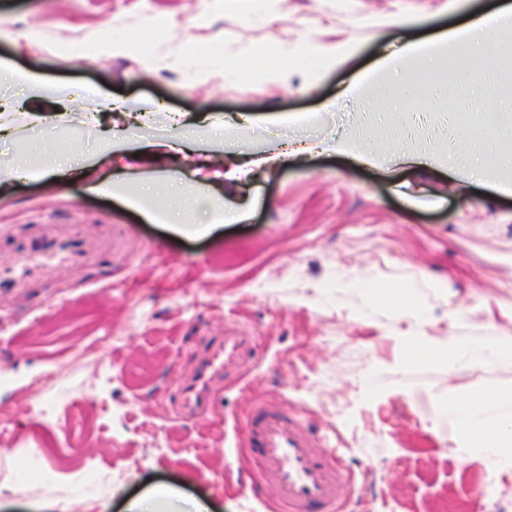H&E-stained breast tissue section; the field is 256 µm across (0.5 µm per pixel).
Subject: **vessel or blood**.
<instances>
[{
  "instance_id": "1",
  "label": "vessel or blood",
  "mask_w": 512,
  "mask_h": 512,
  "mask_svg": "<svg viewBox=\"0 0 512 512\" xmlns=\"http://www.w3.org/2000/svg\"><path fill=\"white\" fill-rule=\"evenodd\" d=\"M84 253L78 239L32 241L15 261L0 265V291L21 287L33 270L68 264ZM261 342L249 330L201 337L194 366L164 393L175 415L194 420L216 411L225 386L240 385L246 368L258 362ZM241 428L236 456L275 512H342L353 478L305 411L278 399L263 401L248 408Z\"/></svg>"
}]
</instances>
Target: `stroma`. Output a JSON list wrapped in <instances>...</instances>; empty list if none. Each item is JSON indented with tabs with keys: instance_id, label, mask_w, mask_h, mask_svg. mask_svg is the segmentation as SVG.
<instances>
[{
	"instance_id": "obj_1",
	"label": "stroma",
	"mask_w": 512,
	"mask_h": 512,
	"mask_svg": "<svg viewBox=\"0 0 512 512\" xmlns=\"http://www.w3.org/2000/svg\"><path fill=\"white\" fill-rule=\"evenodd\" d=\"M501 0H0V61L65 86L66 98L44 99L45 112L66 115L54 142L26 129L0 142V164L26 154L50 166V152L90 150L111 114L152 112L135 132L140 161L98 165L94 174L155 177L151 156L170 118L240 115L268 120L266 130L219 147L225 164L238 150H275L284 116L306 118L321 138L351 137L396 156L382 174L351 155L312 153L272 162L224 191V178L201 169L202 148L189 150L180 175L204 184L226 205L256 199L250 217L209 234L177 233L123 202L91 192L79 173L22 181L0 193V261L35 235L86 241V260L41 269L36 279L0 296V427L11 448H42L33 472L0 458V512H127L131 501L163 491L181 512L192 502L209 512H274L235 460V433L224 420L278 397L309 414L312 426L335 432L343 466L354 477L344 512H512V459L464 448L443 407L449 398L512 390V363H404L400 332L454 333L476 344L512 333V194L470 183L442 167L419 166L428 152L449 160L460 147L445 138L404 137L415 118L449 114L448 73L440 57L416 78L417 99L403 96L400 72L387 74L370 106L342 92L365 78L391 46L425 39L469 21ZM374 15L401 25L369 26ZM167 29L144 46L112 55L109 41L142 33L156 17ZM310 43L342 48L335 68L295 72L266 82L276 50ZM512 85L468 99L471 123L508 126ZM360 287L339 290L340 276ZM412 299L417 317L399 315L394 292ZM457 307L456 323L448 310ZM141 322L138 334L88 354L85 344L108 328ZM253 327L266 357L250 387L228 388L218 416L174 421L165 389L192 360L199 337ZM54 372L56 385L44 384ZM111 382L100 385V373ZM58 405L55 419L33 413L37 401ZM112 412L104 430L100 405Z\"/></svg>"
}]
</instances>
